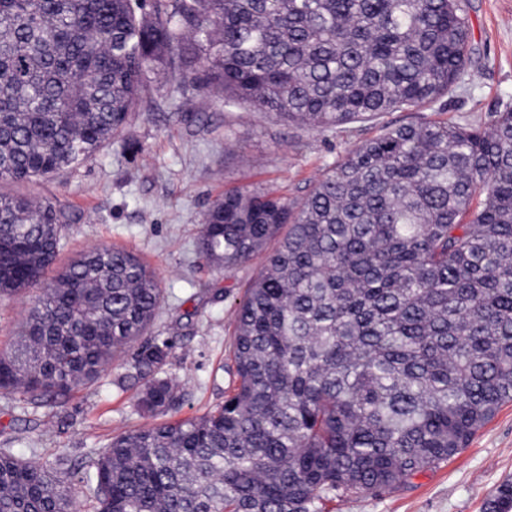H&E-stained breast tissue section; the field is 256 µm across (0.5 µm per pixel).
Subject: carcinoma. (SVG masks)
Returning a JSON list of instances; mask_svg holds the SVG:
<instances>
[{"mask_svg": "<svg viewBox=\"0 0 512 512\" xmlns=\"http://www.w3.org/2000/svg\"><path fill=\"white\" fill-rule=\"evenodd\" d=\"M464 0H0V181L92 160L141 111L150 74L325 131L419 112L467 84ZM69 217L0 194V296L36 285L0 390L55 405L140 342L122 379L143 426L87 468L0 448V512H322L399 487L512 402V108L488 125L386 126L299 204L237 189L198 244L230 270L268 251L238 302L224 405L170 421L163 301L132 251L46 274ZM484 512H512V483Z\"/></svg>", "mask_w": 512, "mask_h": 512, "instance_id": "1", "label": "carcinoma"}]
</instances>
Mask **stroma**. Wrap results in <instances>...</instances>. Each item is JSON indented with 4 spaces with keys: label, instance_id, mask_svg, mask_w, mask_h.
Instances as JSON below:
<instances>
[{
    "label": "stroma",
    "instance_id": "stroma-1",
    "mask_svg": "<svg viewBox=\"0 0 512 512\" xmlns=\"http://www.w3.org/2000/svg\"><path fill=\"white\" fill-rule=\"evenodd\" d=\"M475 48L467 91L413 114L392 112L332 131L282 121L269 112L225 104L218 96L179 91L169 73L152 85L154 111L137 113L123 133L84 165L29 182H0V193L48 198L69 216L57 266L86 250H131L156 273L167 299L151 329L171 345L163 368L180 381L179 420L221 405L234 381L230 344L235 308L264 262L229 271L198 254L203 217L225 190L263 188L299 202L355 145L383 126L409 121L482 125L512 106V0H470ZM31 292L0 300V351L13 347ZM123 359L65 403L35 409L19 394L0 392V448L51 464L97 456L113 434L144 423L138 386L120 383ZM512 482V403L447 463L420 472L403 487L341 498L327 512H483L485 501Z\"/></svg>",
    "mask_w": 512,
    "mask_h": 512
}]
</instances>
